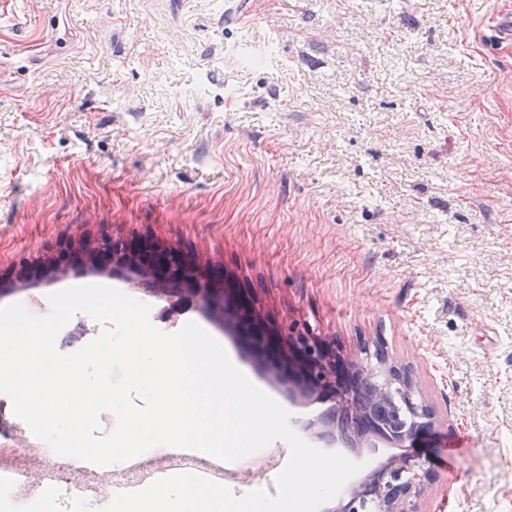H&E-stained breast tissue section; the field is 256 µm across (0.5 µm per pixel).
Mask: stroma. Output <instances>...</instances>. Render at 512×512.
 Returning <instances> with one entry per match:
<instances>
[{
	"label": "stroma",
	"mask_w": 512,
	"mask_h": 512,
	"mask_svg": "<svg viewBox=\"0 0 512 512\" xmlns=\"http://www.w3.org/2000/svg\"><path fill=\"white\" fill-rule=\"evenodd\" d=\"M512 0H0V306L80 236L208 260L262 319L383 340L438 412L423 512H512ZM36 271L25 282L22 264ZM260 388L284 386L193 302Z\"/></svg>",
	"instance_id": "obj_1"
}]
</instances>
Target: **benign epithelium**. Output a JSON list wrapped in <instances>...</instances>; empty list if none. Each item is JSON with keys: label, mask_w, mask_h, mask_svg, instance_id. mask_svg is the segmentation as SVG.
Wrapping results in <instances>:
<instances>
[{"label": "benign epithelium", "mask_w": 512, "mask_h": 512, "mask_svg": "<svg viewBox=\"0 0 512 512\" xmlns=\"http://www.w3.org/2000/svg\"><path fill=\"white\" fill-rule=\"evenodd\" d=\"M90 264L112 271L128 269L136 284L152 295H162L179 303L183 298L218 317L224 327L237 330L254 324L249 309L236 307L224 289L206 277V265L197 258H187L172 247L150 242L126 243L104 233L98 239L81 237L69 251L49 262L52 269L65 272L63 263ZM280 362L288 371V398L293 402L329 401V411L339 408L350 412L349 430L340 434L336 422H306L309 430L327 446L342 442L352 448L416 447L436 433L439 416L436 408L423 399L415 385L397 379L388 365L365 366L358 353L345 350L310 331L288 325L279 342ZM368 378L377 387L378 398L390 402L395 417L377 419L372 413L354 410V389ZM430 462L411 453L391 455L363 480L352 485L325 512H366L363 491L372 490L374 512H421L419 503L433 485Z\"/></svg>", "instance_id": "7a95c632"}]
</instances>
